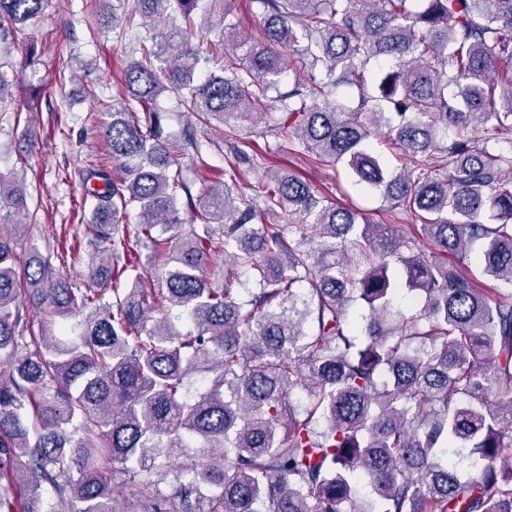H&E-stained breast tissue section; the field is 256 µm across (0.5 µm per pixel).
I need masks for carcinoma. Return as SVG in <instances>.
Returning <instances> with one entry per match:
<instances>
[{"mask_svg": "<svg viewBox=\"0 0 512 512\" xmlns=\"http://www.w3.org/2000/svg\"><path fill=\"white\" fill-rule=\"evenodd\" d=\"M204 1L221 5L206 11L221 29L214 71L194 79L182 36L141 39L126 96L97 100L112 166L85 168L102 183L89 191L88 287L47 258L22 261L0 231V512H118L128 482L141 512H512V71L498 70L512 62V0H255V36L230 21V0H134L126 25L170 6L188 22ZM47 5L0 0V40ZM285 47L300 69L283 92ZM373 60L392 65L369 81ZM343 84L356 107L325 100ZM166 89L205 125L262 121L346 163L414 214L415 232L278 172L237 202L214 183L185 230L179 156L200 145L166 132ZM382 127L405 159L395 175L369 142ZM2 200L25 209L0 175ZM130 207L137 239L175 264L158 290L138 276L121 287L136 268L120 228ZM284 215L299 223H275ZM476 244L480 278L464 271ZM401 289L423 296L419 313L392 311ZM80 315L78 338L59 340L50 318ZM462 448L475 455L465 468ZM172 459L164 496L154 476Z\"/></svg>", "mask_w": 512, "mask_h": 512, "instance_id": "carcinoma-1", "label": "carcinoma"}]
</instances>
